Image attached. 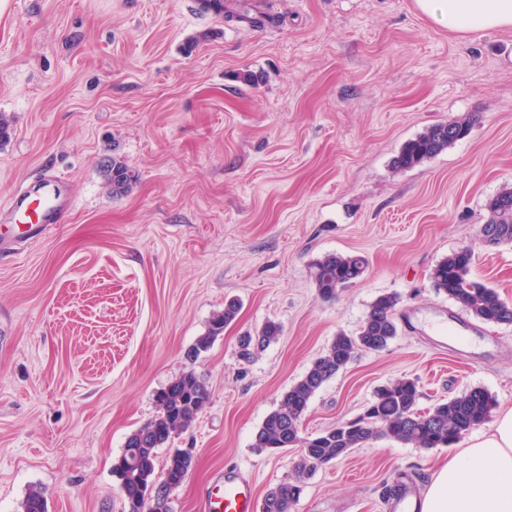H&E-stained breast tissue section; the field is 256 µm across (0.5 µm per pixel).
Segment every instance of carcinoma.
<instances>
[{
  "mask_svg": "<svg viewBox=\"0 0 512 512\" xmlns=\"http://www.w3.org/2000/svg\"><path fill=\"white\" fill-rule=\"evenodd\" d=\"M474 117L430 125L407 141L394 159L397 169H411L448 149L464 138ZM112 195L126 193L138 179V173L125 161L112 158L103 163ZM488 220L482 225V241L492 247L512 244V188H505L489 199ZM473 255L457 249L433 269L432 279L438 292L486 324L512 325V304L500 294L471 277ZM367 260L361 255L330 254L313 265V284L317 294L331 300L341 288L354 284L365 273ZM397 298L378 296L370 305L354 333L339 332L330 347L284 394L281 406L270 413L257 430L253 447L260 451L301 448L294 480L284 482L265 495L261 512H288L301 495L303 478L317 467L348 456L369 441L385 436L416 448H444L457 443L472 429L488 421L496 408V399L485 389L475 387L446 401L435 403L427 411L418 408L421 396L418 380L403 377L378 388L365 410L356 418L313 437L301 436V419L311 398L331 378L343 371L360 352H379L399 332L395 317ZM239 305L230 301L215 315L206 335L192 350L197 357L207 351L224 328L235 320ZM280 335V326L266 322L255 333L238 338V355L253 360ZM209 390L203 378L192 369L182 373L157 395L159 412L150 422L132 432L122 454L112 468L124 488L125 512H143L139 485L156 479L158 450L169 444L172 433L185 429L205 408ZM138 452L137 465H128V455ZM193 458L169 454L163 477L173 481L188 474ZM24 512H48L47 500L39 491L29 493Z\"/></svg>",
  "mask_w": 512,
  "mask_h": 512,
  "instance_id": "carcinoma-1",
  "label": "carcinoma"
}]
</instances>
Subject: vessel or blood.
Masks as SVG:
<instances>
[{
	"label": "vessel or blood",
	"instance_id": "obj_1",
	"mask_svg": "<svg viewBox=\"0 0 512 512\" xmlns=\"http://www.w3.org/2000/svg\"><path fill=\"white\" fill-rule=\"evenodd\" d=\"M68 210L59 196L41 194L25 184L15 192L10 204L0 209V221L19 222L25 239H32L50 225L61 223ZM417 489L413 483L401 482L389 512H416ZM204 512H256V493L252 482L239 473L227 471L217 475L206 488Z\"/></svg>",
	"mask_w": 512,
	"mask_h": 512
}]
</instances>
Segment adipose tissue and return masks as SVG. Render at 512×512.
<instances>
[{"instance_id":"obj_1","label":"adipose tissue","mask_w":512,"mask_h":512,"mask_svg":"<svg viewBox=\"0 0 512 512\" xmlns=\"http://www.w3.org/2000/svg\"><path fill=\"white\" fill-rule=\"evenodd\" d=\"M417 8L454 32L512 27V0H415ZM421 512H512V408L489 430L439 462Z\"/></svg>"}]
</instances>
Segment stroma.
<instances>
[{
    "label": "stroma",
    "instance_id": "stroma-1",
    "mask_svg": "<svg viewBox=\"0 0 512 512\" xmlns=\"http://www.w3.org/2000/svg\"><path fill=\"white\" fill-rule=\"evenodd\" d=\"M265 27L198 0H0V207L53 170L71 201L17 254L0 255V512L42 490L49 512H125L112 465L186 370L204 411L173 438L193 466L171 512H203L218 472L258 496L292 480L301 451L253 437L288 388L396 295L397 337L362 352L312 398L301 434L357 417L375 390L418 379L419 408L480 387L512 407V326L479 324L440 347L433 326L468 313L431 277L454 250L512 303V245L486 247L487 201L512 187V27L459 34L414 0H224ZM250 73L255 83H247ZM474 115L467 136L398 170L403 144ZM138 174L112 196L104 159ZM368 261L319 298L313 264ZM241 309L211 348L187 354L229 300ZM282 332L255 359L237 339ZM458 446L387 437L319 467L291 512H385L398 480L428 487Z\"/></svg>",
    "mask_w": 512,
    "mask_h": 512
}]
</instances>
